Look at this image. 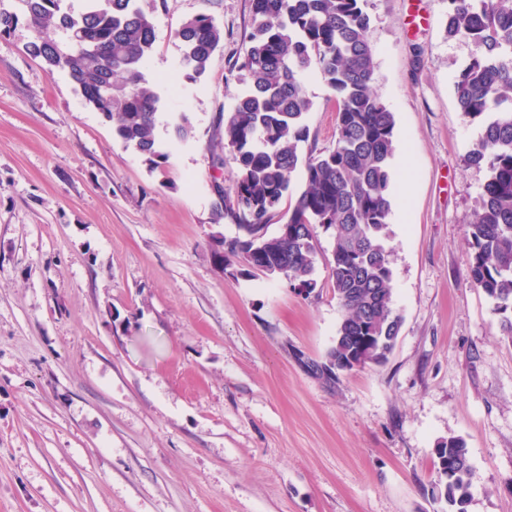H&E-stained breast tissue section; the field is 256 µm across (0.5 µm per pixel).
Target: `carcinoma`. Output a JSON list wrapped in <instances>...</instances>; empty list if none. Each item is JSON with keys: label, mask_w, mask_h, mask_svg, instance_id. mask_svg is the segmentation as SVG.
<instances>
[{"label": "carcinoma", "mask_w": 512, "mask_h": 512, "mask_svg": "<svg viewBox=\"0 0 512 512\" xmlns=\"http://www.w3.org/2000/svg\"><path fill=\"white\" fill-rule=\"evenodd\" d=\"M19 11L0 9V37L26 21L33 36L29 55L49 72L68 74L85 104L112 123L126 147L152 164L164 158L156 139L158 96L146 86L143 63L155 44L154 7L143 0H86L72 13L65 0H17ZM368 0H252L253 31L235 62L242 89L219 113L224 148L237 174L213 205L215 220L235 225L224 253L249 268L277 272L293 287L313 288L317 263L315 227L332 232L330 286L343 310L326 363L305 367L328 384L340 371L327 362L346 357L352 336L392 350L400 317L393 309L390 220L394 204L392 160L395 118L372 87ZM448 37L464 39L473 53L455 81L460 111L482 121L467 155L487 171L477 208L466 224L467 267L472 286L503 315L512 337V0H448ZM187 77L210 71L224 49V29L196 14L176 32ZM315 76L336 103V145L301 154L309 139L312 103L305 80ZM181 140L195 136L187 115L174 121ZM303 167L304 178L288 209V237L268 233ZM439 494L448 512H467L472 466L464 441L450 437L435 449Z\"/></svg>", "instance_id": "1"}]
</instances>
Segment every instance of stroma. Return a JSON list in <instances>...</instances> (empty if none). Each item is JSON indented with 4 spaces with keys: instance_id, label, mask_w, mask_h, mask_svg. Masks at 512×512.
Here are the masks:
<instances>
[{
    "instance_id": "1",
    "label": "stroma",
    "mask_w": 512,
    "mask_h": 512,
    "mask_svg": "<svg viewBox=\"0 0 512 512\" xmlns=\"http://www.w3.org/2000/svg\"><path fill=\"white\" fill-rule=\"evenodd\" d=\"M368 11L373 88L396 121L402 325L384 363L333 385L304 367L342 316L330 233L307 296L213 252L237 233L211 219L216 184L236 176L217 118L240 87L252 0H158L143 68L157 167L27 53L26 22L0 38V512H445L434 450L451 436L469 450L468 512H512V338L466 266L487 179L466 161L480 127L454 90L473 47L448 37V0ZM199 13L224 49L194 82L176 32ZM305 86L308 146L332 149L333 94Z\"/></svg>"
}]
</instances>
